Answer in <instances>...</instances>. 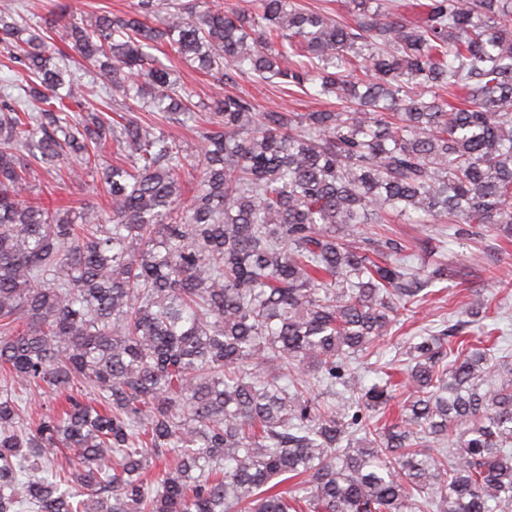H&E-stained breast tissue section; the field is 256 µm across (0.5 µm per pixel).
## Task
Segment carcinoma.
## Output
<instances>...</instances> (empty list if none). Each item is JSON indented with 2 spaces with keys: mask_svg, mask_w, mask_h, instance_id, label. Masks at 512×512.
<instances>
[{
  "mask_svg": "<svg viewBox=\"0 0 512 512\" xmlns=\"http://www.w3.org/2000/svg\"><path fill=\"white\" fill-rule=\"evenodd\" d=\"M246 2L68 22L101 90L24 9L0 10L16 70L0 91V512H512V364L490 340L462 323L422 336L402 379L370 387L349 368L424 286L388 215L512 236V0H429L417 20L348 0L352 23ZM162 43L220 81L309 83L356 109L227 94L197 163L102 94L196 121L154 64ZM43 165L72 183L94 169L107 209L31 197ZM22 391L55 402L32 428Z\"/></svg>",
  "mask_w": 512,
  "mask_h": 512,
  "instance_id": "cac0c4a2",
  "label": "carcinoma"
}]
</instances>
